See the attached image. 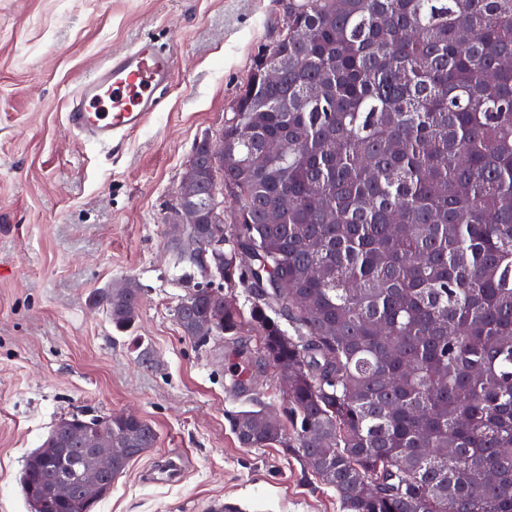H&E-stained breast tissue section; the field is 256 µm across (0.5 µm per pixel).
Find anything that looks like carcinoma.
I'll return each instance as SVG.
<instances>
[{"instance_id": "carcinoma-1", "label": "carcinoma", "mask_w": 512, "mask_h": 512, "mask_svg": "<svg viewBox=\"0 0 512 512\" xmlns=\"http://www.w3.org/2000/svg\"><path fill=\"white\" fill-rule=\"evenodd\" d=\"M239 97L224 165L191 154L197 231L216 181L237 215L224 248L200 261L168 234L219 281L181 298L182 335L252 332L288 377L280 413L230 414L238 443L298 456L344 512H512V0H288ZM90 303L134 330L137 289ZM78 429L112 436L114 478L157 441L139 417H64L76 475ZM25 470L42 512H91L40 459Z\"/></svg>"}]
</instances>
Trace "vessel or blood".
Instances as JSON below:
<instances>
[{
	"mask_svg": "<svg viewBox=\"0 0 512 512\" xmlns=\"http://www.w3.org/2000/svg\"><path fill=\"white\" fill-rule=\"evenodd\" d=\"M174 69L172 51L150 39L112 52L73 90L65 115L69 131L105 146L139 130L159 111Z\"/></svg>",
	"mask_w": 512,
	"mask_h": 512,
	"instance_id": "b4317fda",
	"label": "vessel or blood"
}]
</instances>
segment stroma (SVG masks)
Here are the masks:
<instances>
[{
    "label": "stroma",
    "instance_id": "35a3bbf8",
    "mask_svg": "<svg viewBox=\"0 0 512 512\" xmlns=\"http://www.w3.org/2000/svg\"><path fill=\"white\" fill-rule=\"evenodd\" d=\"M284 0H0V512H31L28 456L76 412L133 414L157 443L92 512H344L279 446L243 448L229 412L282 408L258 339H184L185 289L163 219L196 141L224 128L254 58L286 27ZM144 38L175 54L172 87L138 131L103 147L66 128L93 62ZM129 282L137 326L113 330L90 297ZM149 360H142V353Z\"/></svg>",
    "mask_w": 512,
    "mask_h": 512
}]
</instances>
